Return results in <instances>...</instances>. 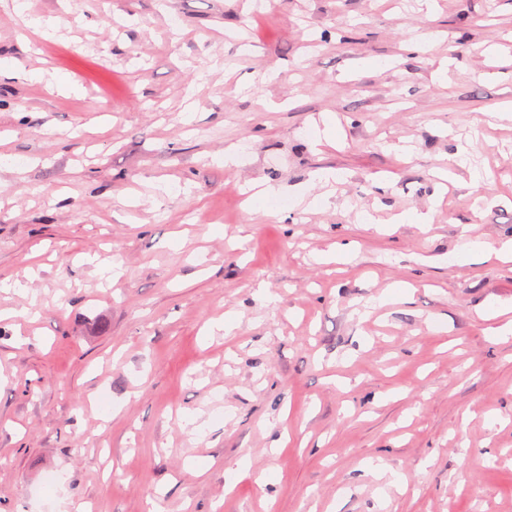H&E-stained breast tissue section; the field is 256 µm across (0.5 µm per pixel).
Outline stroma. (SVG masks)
<instances>
[{"label": "stroma", "instance_id": "35a3bbf8", "mask_svg": "<svg viewBox=\"0 0 512 512\" xmlns=\"http://www.w3.org/2000/svg\"><path fill=\"white\" fill-rule=\"evenodd\" d=\"M16 62L0 512H512V0H0Z\"/></svg>", "mask_w": 512, "mask_h": 512}]
</instances>
